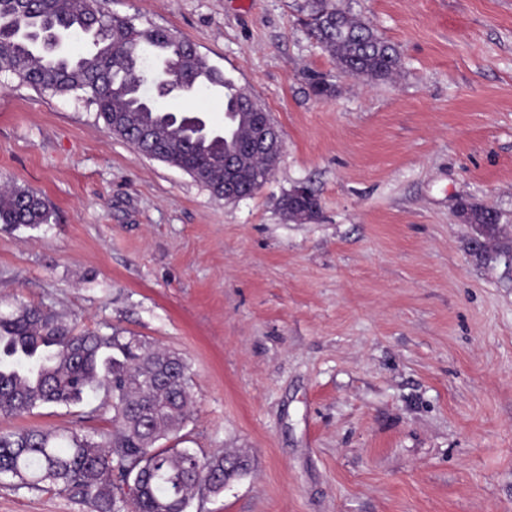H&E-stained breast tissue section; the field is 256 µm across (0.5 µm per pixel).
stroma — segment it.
<instances>
[{"label": "stroma", "mask_w": 512, "mask_h": 512, "mask_svg": "<svg viewBox=\"0 0 512 512\" xmlns=\"http://www.w3.org/2000/svg\"><path fill=\"white\" fill-rule=\"evenodd\" d=\"M303 2L103 0L188 40L279 128L273 176L234 202L78 97L0 76V185L53 212L0 227V311L182 355L193 404L167 446L254 461L189 512H512V259L456 218L494 207L512 239V0H331L398 49L385 82L343 73ZM302 185L312 222L279 207ZM1 427L113 430L79 406ZM0 512L87 510L0 484Z\"/></svg>", "instance_id": "obj_1"}]
</instances>
